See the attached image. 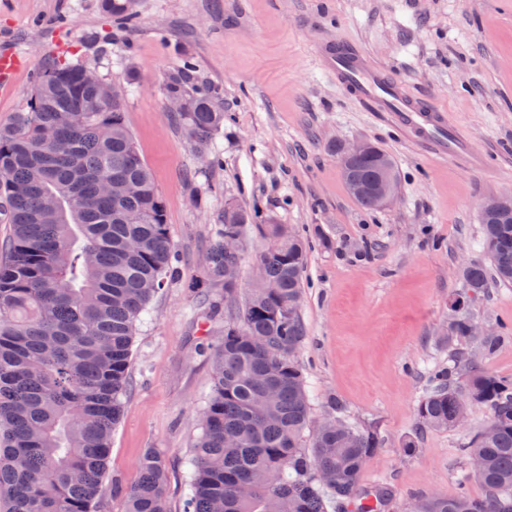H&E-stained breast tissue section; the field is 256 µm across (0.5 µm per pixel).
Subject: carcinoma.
I'll return each mask as SVG.
<instances>
[{"label":"carcinoma","instance_id":"1","mask_svg":"<svg viewBox=\"0 0 512 512\" xmlns=\"http://www.w3.org/2000/svg\"><path fill=\"white\" fill-rule=\"evenodd\" d=\"M133 23L128 0H101ZM186 66L167 82L181 102L178 126L200 154L224 122L215 90L183 93ZM373 184L376 161L354 164ZM117 178L116 197L104 187ZM0 198L10 235L0 246V512H95L105 494L112 429L123 412L136 322L165 280L178 276L161 194L112 85L92 83L80 63L38 67L26 108L0 127ZM249 214L232 206L205 252L212 286L240 270L241 253L224 237H243ZM484 259L460 269L444 340L449 364L429 377L416 408L423 428L447 429L462 411L460 393L487 411L484 426L458 448L454 495L413 494L420 512H512V380L486 372L468 350L496 352L500 334L475 339L471 306L491 282L512 285V219L482 214ZM272 251L224 338L203 345L213 364L202 433L184 512H380L392 497L364 486L362 472L382 448L376 426L355 424L334 397L343 425L319 427L310 415L297 353L306 339L299 309L310 243L286 224L267 225ZM139 478L112 494L123 512H168L164 454L148 448ZM476 479L482 494L468 484Z\"/></svg>","mask_w":512,"mask_h":512}]
</instances>
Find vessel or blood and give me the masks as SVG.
I'll use <instances>...</instances> for the list:
<instances>
[{"mask_svg": "<svg viewBox=\"0 0 512 512\" xmlns=\"http://www.w3.org/2000/svg\"><path fill=\"white\" fill-rule=\"evenodd\" d=\"M315 53L328 60L331 76L347 95L370 111L382 114L432 158L470 166L484 164L483 155L449 121L446 112L411 96L401 82L351 43H320Z\"/></svg>", "mask_w": 512, "mask_h": 512, "instance_id": "obj_1", "label": "vessel or blood"}]
</instances>
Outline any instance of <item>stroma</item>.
I'll return each mask as SVG.
<instances>
[{
	"label": "stroma",
	"mask_w": 512,
	"mask_h": 512,
	"mask_svg": "<svg viewBox=\"0 0 512 512\" xmlns=\"http://www.w3.org/2000/svg\"><path fill=\"white\" fill-rule=\"evenodd\" d=\"M101 0H0V46L19 67L0 85V125L21 110L42 63L64 56L125 90L128 127L150 168L182 273L136 323L130 386L111 437L108 477L128 486L143 451L169 469L168 509L183 512L192 448L212 385L202 341L219 343L241 307L268 222L312 238L299 355L311 404L305 436L335 396L351 419L377 426L382 452L361 483L387 484L382 512H408L413 492L454 495L457 449L487 419L473 406L466 428L419 429L415 408L429 374L448 359L440 330L460 291L458 269L481 256L483 202L512 193V0H136L135 23L106 15ZM345 40L444 110L485 153L460 170L396 135L352 100L315 54ZM191 80L220 90L219 155L203 162L172 121L166 82L184 63ZM360 140L388 153L398 190L363 209L344 183L335 147ZM246 209L238 288L203 286L205 249L225 205ZM472 313L502 339L483 363L512 378V286L492 285ZM416 448L405 452L403 440Z\"/></svg>",
	"instance_id": "35a3bbf8"
}]
</instances>
